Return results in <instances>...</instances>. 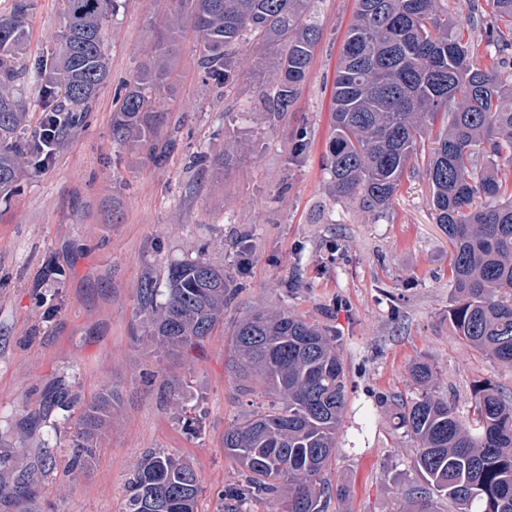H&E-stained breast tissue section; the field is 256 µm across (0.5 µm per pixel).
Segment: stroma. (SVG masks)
I'll return each instance as SVG.
<instances>
[{
  "instance_id": "stroma-1",
  "label": "stroma",
  "mask_w": 512,
  "mask_h": 512,
  "mask_svg": "<svg viewBox=\"0 0 512 512\" xmlns=\"http://www.w3.org/2000/svg\"><path fill=\"white\" fill-rule=\"evenodd\" d=\"M170 0H122L104 22L110 75L87 124L21 195L0 198V491L30 482L29 512H121L132 461L156 451L196 469L198 512H218L219 490L241 481L224 455V430L254 406L229 366L236 319L286 308L335 335L348 378V409L328 476L342 486L329 512H401L418 483L414 441L392 421L393 397L413 398L410 365L427 359L437 387L467 411L477 384L512 394V368L457 336L448 323L451 246L429 206L422 165L408 171L389 216L327 190L332 87L355 0H317L323 37L293 111L264 112L273 69L241 43L245 68L231 95L201 80L199 40L179 39L174 78L159 99L179 127L165 164L113 143L116 84L165 32ZM66 23L63 0H36L26 19L27 58L52 50ZM311 133L292 160L290 136ZM201 168L198 153L223 156ZM204 257L239 290L194 353H155L135 314L145 274ZM119 407L90 466L73 472L70 441L81 407L105 387Z\"/></svg>"
}]
</instances>
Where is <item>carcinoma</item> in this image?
I'll list each match as a JSON object with an SVG mask.
<instances>
[{
    "instance_id": "carcinoma-1",
    "label": "carcinoma",
    "mask_w": 512,
    "mask_h": 512,
    "mask_svg": "<svg viewBox=\"0 0 512 512\" xmlns=\"http://www.w3.org/2000/svg\"><path fill=\"white\" fill-rule=\"evenodd\" d=\"M67 22L55 48L20 61L23 20L33 0H14L0 15V196L20 191L23 175L50 163L83 125L110 73L103 21L119 0H64ZM166 17L168 44L158 48L114 93L112 141L135 144L154 164L171 141L161 138L168 112L157 93L170 79L169 55L183 19L201 37L197 66L218 92L239 80L235 49L249 39L275 50L277 80L267 110L293 111L323 31L314 0H176ZM490 12L472 17L474 40L448 21L443 0H357L336 68L331 138L325 157L328 190L384 214L393 204L411 159L439 127L438 147L425 166L435 223L451 254L448 323L462 339L512 367V77L480 63L481 44L504 59L512 54V0H487ZM38 87L44 106L39 131L22 139L26 112L20 87ZM292 158L305 155L307 129L290 138ZM237 289L234 278L204 258L169 268L166 287L146 275L137 315L161 350H192L224 319ZM232 371L256 381L277 399L224 430V453L241 468L244 484L227 494L223 512H250L256 498L277 512H328L345 491L326 474L335 455L347 404V377L336 337L288 311L255 308L234 322ZM418 395L394 403L397 428L417 443L414 487L405 512H512V397L485 384L467 414L432 390L436 370L411 367ZM118 400L111 389L95 395L72 439L75 460L87 462ZM205 489L179 457L151 452L131 466L124 512H198ZM28 484L14 485V512H28Z\"/></svg>"
}]
</instances>
